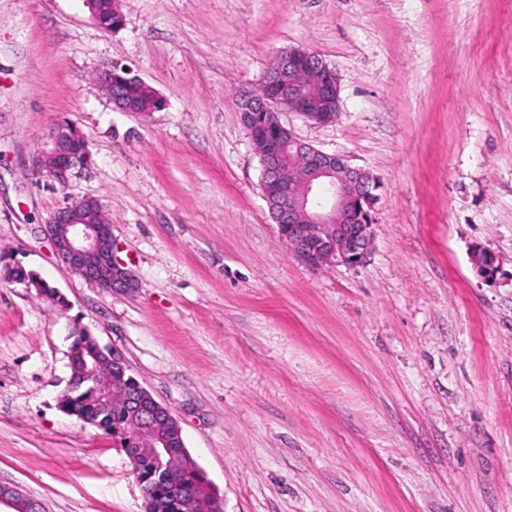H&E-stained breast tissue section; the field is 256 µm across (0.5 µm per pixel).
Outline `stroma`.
I'll return each mask as SVG.
<instances>
[{
  "label": "stroma",
  "mask_w": 512,
  "mask_h": 512,
  "mask_svg": "<svg viewBox=\"0 0 512 512\" xmlns=\"http://www.w3.org/2000/svg\"><path fill=\"white\" fill-rule=\"evenodd\" d=\"M0 0V484L44 512H143L124 450L62 413L75 329L165 406L223 512H512V0ZM318 52L328 124L295 135L380 179L359 266L283 244L240 114L269 62ZM130 67L163 110L116 111ZM91 160L36 176L54 124ZM98 199L136 288L72 271L47 218ZM495 258L484 278L476 250ZM96 82L105 91L114 108L121 112H139L133 107L129 97L141 110L150 109L154 105L152 88L141 84L132 85L144 81L132 74L128 67L118 63L99 70L96 74ZM130 85L132 86L128 97L127 89Z\"/></svg>",
  "instance_id": "1"
}]
</instances>
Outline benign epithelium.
<instances>
[{
    "label": "benign epithelium",
    "mask_w": 512,
    "mask_h": 512,
    "mask_svg": "<svg viewBox=\"0 0 512 512\" xmlns=\"http://www.w3.org/2000/svg\"><path fill=\"white\" fill-rule=\"evenodd\" d=\"M312 80L307 89L305 79ZM115 109L133 112L127 89L140 82L132 71L118 63L96 74ZM340 83L334 68L308 49H290L275 58L273 73L266 77L262 94L241 99V119L252 141L260 145L263 167L261 192L294 255L312 267L330 263L358 266L366 261L371 242V210L377 202L376 180L367 172L350 166L344 157L325 153L299 140L280 120L269 128L251 126L253 113L297 112L315 124H327L339 111ZM75 135L60 124L45 137L42 148L32 157V170L59 183L70 172L88 164V150L73 148ZM295 155L298 177L284 176V152ZM45 231L56 254L75 272L112 292H128L135 281L126 263L117 255L110 223L98 201L75 200L51 215ZM112 367L121 369L116 378L99 375L97 362L85 363L84 378L93 380L100 402L112 403V393L122 373L124 358L110 351ZM128 416L139 432L138 447L126 449L131 460L148 457L159 464L158 475L168 478L165 460L174 455L173 440L181 430L170 411L156 402L141 384L123 390ZM15 512H42L40 504L26 496L17 485L0 484V505Z\"/></svg>",
    "instance_id": "obj_1"
}]
</instances>
